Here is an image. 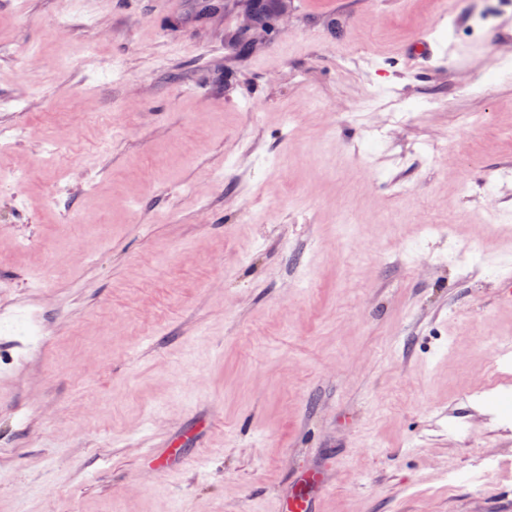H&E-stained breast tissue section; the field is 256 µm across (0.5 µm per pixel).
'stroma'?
Returning <instances> with one entry per match:
<instances>
[{
	"label": "stroma",
	"instance_id": "stroma-1",
	"mask_svg": "<svg viewBox=\"0 0 512 512\" xmlns=\"http://www.w3.org/2000/svg\"><path fill=\"white\" fill-rule=\"evenodd\" d=\"M290 14L234 59L193 0H0V309L51 331L0 335V512H275L323 466L319 512H512V8Z\"/></svg>",
	"mask_w": 512,
	"mask_h": 512
}]
</instances>
